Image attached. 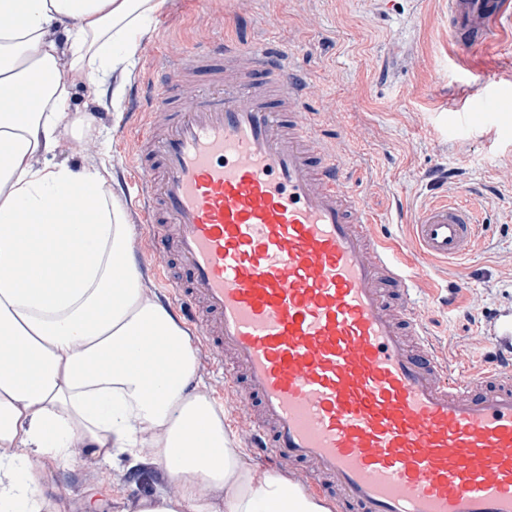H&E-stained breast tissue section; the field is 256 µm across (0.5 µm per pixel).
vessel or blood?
Here are the masks:
<instances>
[{"mask_svg":"<svg viewBox=\"0 0 512 512\" xmlns=\"http://www.w3.org/2000/svg\"><path fill=\"white\" fill-rule=\"evenodd\" d=\"M512 0H448V36L494 41ZM299 53L227 40L167 65L136 111L131 206L174 259L179 315L239 404L253 452L346 512H512V311L484 372L449 368L407 308L415 268L372 229L342 165L299 118ZM206 87L185 97L199 72ZM420 254L473 252L478 213L441 196Z\"/></svg>","mask_w":512,"mask_h":512,"instance_id":"b4317fda","label":"vessel or blood"}]
</instances>
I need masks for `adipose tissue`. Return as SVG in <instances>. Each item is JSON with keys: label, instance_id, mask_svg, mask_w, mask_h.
Listing matches in <instances>:
<instances>
[{"label": "adipose tissue", "instance_id": "1", "mask_svg": "<svg viewBox=\"0 0 512 512\" xmlns=\"http://www.w3.org/2000/svg\"><path fill=\"white\" fill-rule=\"evenodd\" d=\"M165 0H0V512H42L37 460L73 445L107 461L149 449L178 488L135 512H329L287 478L254 471L223 415L195 383L187 333L143 284L130 227L106 165L50 158L63 131L91 129L65 112L69 66L96 94L135 64L145 25ZM83 257L73 268L75 257ZM223 502H216V491Z\"/></svg>", "mask_w": 512, "mask_h": 512}]
</instances>
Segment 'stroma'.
Masks as SVG:
<instances>
[{
	"mask_svg": "<svg viewBox=\"0 0 512 512\" xmlns=\"http://www.w3.org/2000/svg\"><path fill=\"white\" fill-rule=\"evenodd\" d=\"M283 41L301 49L307 93L301 110L322 147L335 153L347 185L363 198L375 231L416 260L410 214L436 195L480 208L478 248L460 264L417 262L415 292L426 340L452 362L480 371L498 348L489 324L512 308V94L499 95L488 122L464 127L455 115L474 90L472 66L486 72L484 92L512 77V23L492 44L464 50L448 42V0H167L136 49L134 68L111 74L96 96L71 88L65 109L89 116L94 132H69L55 161H94L89 142L110 156L109 188L120 203L131 190L127 165L139 146L131 95L147 85L163 57L220 39ZM195 381L224 412L233 445L247 453L249 414L235 410L194 349ZM152 459L109 462L73 449L69 460L43 458L48 512H132L139 496L168 487Z\"/></svg>",
	"mask_w": 512,
	"mask_h": 512,
	"instance_id": "stroma-1",
	"label": "stroma"
}]
</instances>
